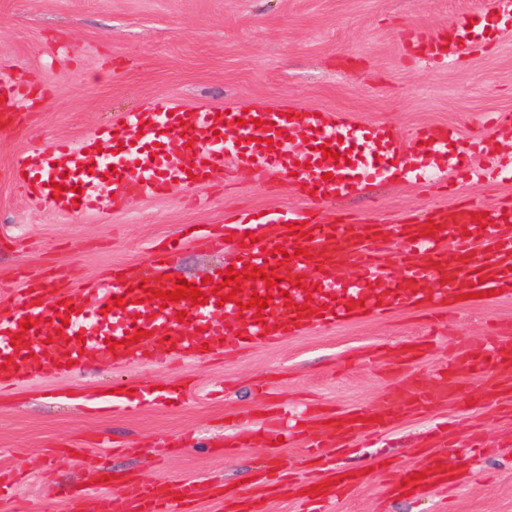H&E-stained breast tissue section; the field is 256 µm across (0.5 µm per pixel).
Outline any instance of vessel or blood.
Masks as SVG:
<instances>
[{"mask_svg":"<svg viewBox=\"0 0 512 512\" xmlns=\"http://www.w3.org/2000/svg\"><path fill=\"white\" fill-rule=\"evenodd\" d=\"M472 30L464 17L452 34L429 36L414 30L405 44L421 58L446 63L452 50L469 44ZM250 117L242 126L236 107H187L159 98L126 113L114 127L97 129L80 148L65 144L28 152L13 172L23 176L34 204L70 212L98 207L106 193L112 205H122L132 183L151 195L164 194L175 183L204 185L223 173L229 150L235 172L294 181L316 206L347 197L364 181L389 172L419 171L446 153L450 137L447 127L431 126L407 146L397 134L376 132L335 112L303 108L258 109ZM300 133L307 138L306 147L290 149ZM327 149L336 151V158L324 157ZM58 184L63 187L59 193L54 190ZM189 240L212 252L232 242L236 270L260 267L276 272L278 279L271 286L253 280L250 292L222 304L213 293L226 276L220 270L203 287L205 304L153 297L156 273L169 274L170 287H177L171 258ZM395 240L404 249L402 266H380L378 255ZM147 264L144 270L111 271L90 289L87 302L73 298L68 289L51 290L42 280H26L18 303L0 305V388L32 382L47 371L78 369L91 359L113 365L149 362L162 350L174 357H213L228 349L274 343L314 326L382 315L401 304L419 303L444 315L449 301H461L474 291L512 295V204L491 213L473 203L452 215L435 208L416 218L372 224L342 216L328 220L311 215L309 208L272 212L261 222L248 214H231L218 234L185 225L178 236L150 252ZM342 266L351 267L353 276L340 277ZM254 293L269 297L268 307L251 306ZM26 318L33 321L27 329L21 326ZM455 352L432 382L416 383L402 400L387 395L365 411L339 414L313 407L294 420L284 413L266 418L259 429L266 443L303 442L306 456L328 469L324 480L290 484L299 512H330L337 499L367 482L373 472L395 473L393 486L399 493L458 483L469 460L488 450L480 435H470L466 459L453 467L443 446L421 453L415 464L397 473L386 460L377 461L369 473L339 468L327 453L331 447L347 448L355 438L381 435L405 416L432 412L447 403L449 379L464 372L494 371L497 398L512 407L511 336L491 344L462 343ZM178 391L177 384L168 383L149 393L120 392L106 396L102 406L164 403ZM118 489L117 497L101 498V512H196L205 498L235 506L237 512H267L265 500H238L236 491L221 483L165 480L144 485L129 477Z\"/></svg>","mask_w":512,"mask_h":512,"instance_id":"1","label":"vessel or blood"}]
</instances>
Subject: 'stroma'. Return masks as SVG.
Listing matches in <instances>:
<instances>
[{
    "label": "stroma",
    "mask_w": 512,
    "mask_h": 512,
    "mask_svg": "<svg viewBox=\"0 0 512 512\" xmlns=\"http://www.w3.org/2000/svg\"><path fill=\"white\" fill-rule=\"evenodd\" d=\"M480 0H0V93L18 89L11 130L0 129V301L17 300L23 282L54 270L69 277L78 298L112 267L144 265L186 224L219 227L230 211L265 213L304 206L298 188L249 173L214 177L203 188L174 184L166 195L130 185L125 205L61 213L34 206L11 169L36 148L80 145L95 129L119 121L157 97L188 106L276 109L284 105L344 113L350 122L393 129L410 141L425 126L453 129L448 151L459 166L436 161L418 177L395 175L360 185L350 198L321 207L352 219L409 218L426 207L487 210L512 200V145L500 144L488 114L512 111V24L480 16L483 35L449 65L420 59L402 38L436 32ZM484 170L479 182L465 168ZM234 257L186 245L173 257L182 279L202 281ZM512 324V296L459 309L440 319L423 309L313 327L272 345L226 351L214 360L175 359L159 352L145 363L92 362L74 374H45L0 391V470L18 474L0 512H69L75 487L87 488L80 512H98L110 486L101 471L143 482L184 478L218 481L242 496L264 494L269 512H297L292 495L260 491L257 471L302 467L300 445L270 448L249 431H230L226 415L256 419L284 407L317 403L345 413L365 410L410 378L429 380L447 364L458 339L485 341ZM438 337L416 364L397 367L399 346ZM183 382L181 402L89 412L84 400L116 387L144 389ZM493 375L463 376L437 415L410 416L380 438L338 454L340 467L370 471L332 512H512V415L484 391ZM448 424L449 461L481 431L493 450L476 460L451 490L391 493L372 474L385 457L397 468L431 447L436 422Z\"/></svg>",
    "instance_id": "35a3bbf8"
}]
</instances>
